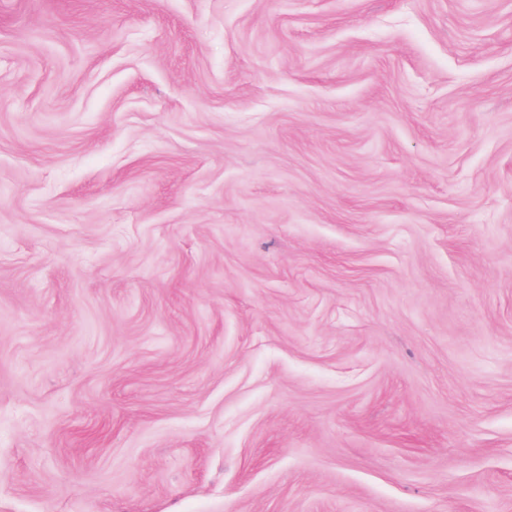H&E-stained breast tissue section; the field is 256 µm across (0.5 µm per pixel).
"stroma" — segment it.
<instances>
[{
    "mask_svg": "<svg viewBox=\"0 0 512 512\" xmlns=\"http://www.w3.org/2000/svg\"><path fill=\"white\" fill-rule=\"evenodd\" d=\"M0 512H512V0H0Z\"/></svg>",
    "mask_w": 512,
    "mask_h": 512,
    "instance_id": "obj_1",
    "label": "stroma"
}]
</instances>
